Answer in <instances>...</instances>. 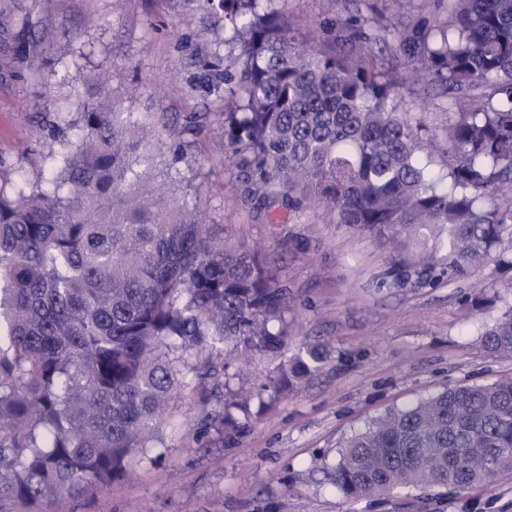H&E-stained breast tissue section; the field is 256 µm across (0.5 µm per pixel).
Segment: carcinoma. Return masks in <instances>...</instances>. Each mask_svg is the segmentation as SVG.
Listing matches in <instances>:
<instances>
[{"label":"carcinoma","mask_w":512,"mask_h":512,"mask_svg":"<svg viewBox=\"0 0 512 512\" xmlns=\"http://www.w3.org/2000/svg\"><path fill=\"white\" fill-rule=\"evenodd\" d=\"M283 0H185L224 39L196 57L198 88L224 102V144L241 195L266 212L316 204L398 251L449 245L448 278L492 261L512 269V0H437L424 25L373 44L401 0L303 38ZM402 67L449 99L446 147L425 150L403 108ZM50 176L0 183V512H45L122 479L169 401L224 388L217 432L247 412L227 373L295 334L278 261L226 240L189 193L155 182L150 126L102 78L59 112ZM197 126L174 145L185 160ZM440 170H434V165ZM480 345L512 353V306ZM305 343L261 386L275 397L320 371ZM349 499L461 491L512 476V378L449 387L393 408L340 445L328 472Z\"/></svg>","instance_id":"obj_1"}]
</instances>
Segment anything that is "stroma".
Here are the masks:
<instances>
[{
	"label": "stroma",
	"instance_id": "stroma-1",
	"mask_svg": "<svg viewBox=\"0 0 512 512\" xmlns=\"http://www.w3.org/2000/svg\"><path fill=\"white\" fill-rule=\"evenodd\" d=\"M286 6L324 37L364 0H339L330 12L323 0ZM214 37L210 18L187 15L182 0H0V171L18 184L38 176L56 112L84 95L97 67L110 73L118 97L135 91V111L151 113L157 154L196 119L189 161L176 166L191 180L194 203L243 246L279 259L301 302L294 344L321 342L329 351L321 373L264 411L256 393L280 359L253 356L233 383L250 414L221 433L207 428L194 394L183 391L152 440L160 462H134L111 487L53 512H512V478L351 501L329 482L324 469L342 440L386 410L512 374V353L478 343L512 306V273L488 263L432 286L411 246L402 283L383 287L393 255L372 238L324 222L316 207L283 209L271 222L245 203L224 150L220 105L191 88L192 56ZM475 292L497 300L474 310Z\"/></svg>",
	"mask_w": 512,
	"mask_h": 512
}]
</instances>
